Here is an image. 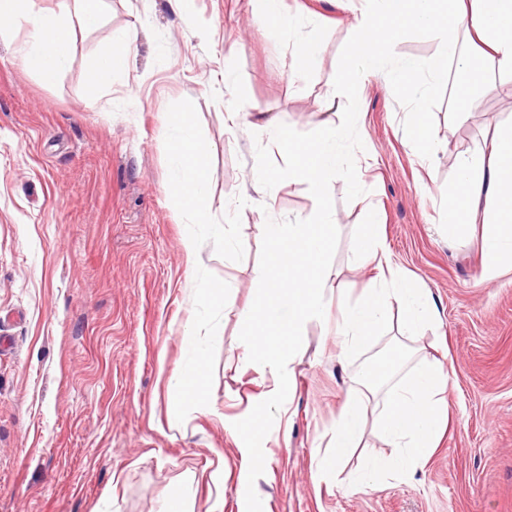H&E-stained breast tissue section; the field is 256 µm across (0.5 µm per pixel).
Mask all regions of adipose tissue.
Here are the masks:
<instances>
[{"label":"adipose tissue","instance_id":"ef3b65f1","mask_svg":"<svg viewBox=\"0 0 512 512\" xmlns=\"http://www.w3.org/2000/svg\"><path fill=\"white\" fill-rule=\"evenodd\" d=\"M371 11L355 15L351 24L349 58L362 63L370 76L391 84H409L415 63L395 66L388 47L409 26L430 28L440 37L441 56L452 70L455 87L473 88V68L491 61L498 74L512 76V0H373ZM74 14L46 12L39 0H0V25L25 30L20 47L26 67L44 82H53L68 64L76 28H95L104 0H76ZM129 33L114 35L108 51L91 65L84 85L87 105L101 97L104 78L126 70L132 51ZM174 130L168 149L173 175L168 191L172 209L192 224L182 241L187 254L199 246L198 228L210 227L215 238L224 229L210 225L208 188L212 172L203 156L205 145L195 115L188 109L171 113ZM457 182L448 191L443 226L456 237L466 221L483 215V269L486 282H495L512 272V124L496 129L487 151L458 154L452 158ZM382 217L371 212L359 242L358 260L376 265L380 274L364 288L353 305H340L336 312V342L341 355L366 347L391 309H398L407 334H415L437 317L434 304L414 278L397 272L380 234ZM190 357L170 377L168 416L172 424L183 423L188 408L199 407L197 389L205 374V349L188 338Z\"/></svg>","mask_w":512,"mask_h":512}]
</instances>
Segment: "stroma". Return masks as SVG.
<instances>
[{
    "instance_id": "obj_1",
    "label": "stroma",
    "mask_w": 512,
    "mask_h": 512,
    "mask_svg": "<svg viewBox=\"0 0 512 512\" xmlns=\"http://www.w3.org/2000/svg\"><path fill=\"white\" fill-rule=\"evenodd\" d=\"M368 7L283 0L298 25L273 33L253 20L249 0H105L100 25L76 29L70 62L51 83L20 60L25 32L0 39V336L11 341L0 351V512H163L175 496L187 512H238L249 459L233 424L275 387L269 372L243 365L240 311L255 297L266 219H302L316 207L299 179L275 186L267 203L254 180V122L262 111L300 132L340 123L345 100L325 76ZM121 31L133 40L129 66L87 106L85 73ZM310 35L320 68L293 78V45ZM390 56L416 63L425 92L416 99L378 77L359 82L364 148L355 161L366 193L349 202L345 182L332 185L336 288L324 294L327 319L304 327L292 364L293 426L263 441L255 482L263 512H512V273L482 280L480 225L453 242L440 229V191L456 179L448 155L478 152L512 122V79L488 72L460 124L448 114L447 85L429 82L441 61L434 31L406 28ZM185 105L213 174L211 221L243 251L206 234L196 255L183 249L186 222L167 186L168 117ZM417 105L438 147L428 163L407 133ZM371 205L384 214L395 264L428 291L439 317L407 336L392 313L370 345L342 359L336 306L356 303L376 274L354 254ZM213 282L228 287L221 312L198 294ZM190 332L206 342L204 406L178 429L167 420V392ZM394 342L411 349L413 363H452L438 447L413 476L350 486L348 473L387 452L376 435L378 389L343 477L316 478L362 361Z\"/></svg>"
}]
</instances>
